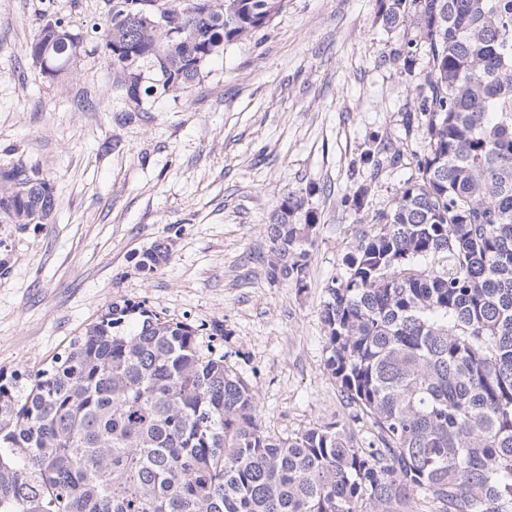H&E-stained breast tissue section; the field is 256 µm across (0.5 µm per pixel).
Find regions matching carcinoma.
<instances>
[{"label": "carcinoma", "mask_w": 512, "mask_h": 512, "mask_svg": "<svg viewBox=\"0 0 512 512\" xmlns=\"http://www.w3.org/2000/svg\"><path fill=\"white\" fill-rule=\"evenodd\" d=\"M180 0L174 35L103 47L134 107L177 96L205 66L267 27L284 0ZM411 27L392 62L422 58L406 132L423 140L389 209L360 228L345 277L320 309L325 369L371 425L267 433L255 388L224 366L211 333L147 300L114 299L51 365L0 372V512H512V0H385ZM74 58L51 51L59 74ZM384 145L368 161L398 164ZM284 193L265 225L270 279L307 287L314 212ZM55 209L35 164L0 169V224L24 231ZM171 239L145 250L153 274Z\"/></svg>", "instance_id": "obj_1"}]
</instances>
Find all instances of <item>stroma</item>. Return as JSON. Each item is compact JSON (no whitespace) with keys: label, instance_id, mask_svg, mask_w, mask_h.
Returning a JSON list of instances; mask_svg holds the SVG:
<instances>
[{"label":"stroma","instance_id":"35a3bbf8","mask_svg":"<svg viewBox=\"0 0 512 512\" xmlns=\"http://www.w3.org/2000/svg\"><path fill=\"white\" fill-rule=\"evenodd\" d=\"M107 10L105 0H0V165L38 164L55 197L49 223L0 228V369L46 368L113 299H145L223 325L224 364L254 386L267 432L337 422L362 443L366 418L324 369L319 312L359 219L388 209L413 171H373L366 151L422 147L404 131L416 83L390 60L404 29L384 25L380 0H285L189 93L133 112L103 53ZM42 17L83 42L55 78L27 53ZM310 184L318 221L300 290L268 279L264 227L283 193ZM165 236L170 263L144 276L139 255Z\"/></svg>","mask_w":512,"mask_h":512}]
</instances>
